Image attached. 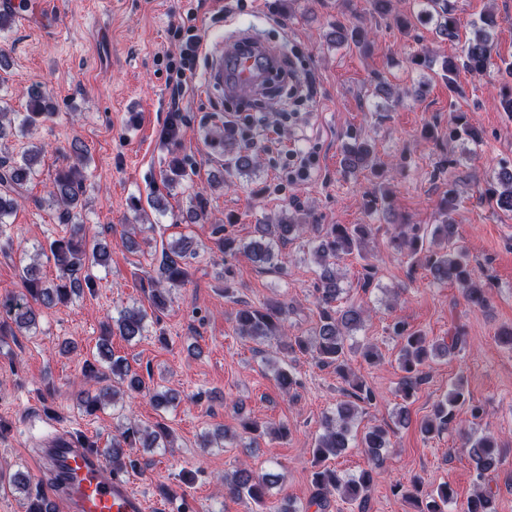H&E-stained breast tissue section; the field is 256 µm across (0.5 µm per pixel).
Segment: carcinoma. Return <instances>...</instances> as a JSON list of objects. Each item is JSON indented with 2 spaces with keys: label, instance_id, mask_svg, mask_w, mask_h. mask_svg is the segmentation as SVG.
<instances>
[{
  "label": "carcinoma",
  "instance_id": "cac0c4a2",
  "mask_svg": "<svg viewBox=\"0 0 512 512\" xmlns=\"http://www.w3.org/2000/svg\"><path fill=\"white\" fill-rule=\"evenodd\" d=\"M427 14L436 18L437 34L450 41L458 36L457 22L448 5V0H425ZM496 25L495 16L487 13L480 18L473 37L469 39L467 50L462 56H450L443 63V79L448 89L455 87L456 76L465 70L474 76L487 72L494 51L490 30ZM336 42L347 41L363 51L370 49L368 34L360 26L351 28L336 27ZM28 111L8 112L0 108V140L17 130L21 135L39 123L44 112L42 102L48 98L39 85L27 89ZM448 140H467L478 144L482 140V131L474 126L463 114L453 116L452 126L448 128ZM43 148L25 150L20 159L0 156V238L11 240V224L7 221L16 205L17 198L26 191L28 183L37 176L35 158ZM224 165L231 173L239 175L253 174L259 170L256 157L242 153L236 147L235 135L224 134ZM343 166L355 173L362 169L377 170L374 151L366 142L354 143L346 147ZM500 189L492 191L496 204L512 211V170L503 167L496 174ZM82 168L66 165L56 174L52 189L48 193V202L57 207L59 220L69 225L68 234L50 241L48 248H39L40 254L54 263L58 271L56 281L45 280L41 273L39 258L34 257L21 267L19 272L22 291L11 294L0 301L4 316L0 318V336H14L18 332L29 331L36 322V307L52 309L59 304L69 302L73 295L84 288L93 286V268L108 265L112 246L99 239L87 238L85 225L79 213L75 211L79 196L84 193ZM456 208V197L449 190L439 204L440 223L426 230L415 224L406 225V229L395 235L391 244L398 252L411 260V267H423L429 271L433 280L451 283L461 288L466 303L472 308H483L487 303L484 288L478 281L474 267L467 255L456 246V224L451 217ZM308 228L292 218L278 217L272 224L255 225V237L246 242L228 233L224 224L214 226V245L226 256L242 255L260 267H276L279 264L281 249L297 234ZM313 256L320 267L319 284L316 288V305L319 321L307 335L290 336L284 325V306L281 302L270 300L260 306L247 303L235 316L236 331L256 343L269 338H280L283 354L300 352L311 355L316 364L330 368L336 376L348 385L347 399L336 405L335 410L324 415L323 433L319 435L314 448L315 464L318 468L312 474V487L309 499L300 508L292 506L283 512H309L312 507L324 512L330 504V496L340 498L364 508L370 496L374 474L382 463V450L389 447V429L374 426L357 435L353 423L362 406L374 400L372 389L354 372L349 363L351 346L348 340L362 327L366 309L351 304L339 307L336 302L344 293L342 280L336 271V259L342 255H363L372 233L369 224H330L325 228H315ZM197 249L187 236H181L162 245L159 264L155 274L147 275L152 307L156 311L166 308L171 290L183 285L188 277L187 259L196 256ZM151 321L147 311L136 305L125 306L117 315L107 316L103 324L102 338L97 345L94 362L85 363L83 376L86 380L98 384L93 391L85 393L82 404L88 413H94L106 405L117 409L123 392L149 396L158 408H175L180 403V395L173 389L159 390L146 386L142 377L133 371L127 360L115 356L109 336L113 330L127 340H133L149 331ZM396 337L401 341V370L405 373L399 392L405 400L411 399L427 378L425 368L435 358L447 355L466 344L465 336L457 331L448 337V341L428 338L419 331H411L407 324L399 319L392 323ZM466 412L471 420L481 418L483 410L466 396L462 379L452 383L448 394L436 400L431 413L422 419L419 430L426 439L451 433L459 426V413ZM117 434L112 443L103 451V455L112 467V471L123 473L138 466V460L132 458L136 448H170L171 432L157 423L143 426L133 417L123 414L117 416ZM358 443L371 462L370 469L358 476L347 477L336 469L324 464L330 457H336L344 450ZM468 455L471 458L477 479L496 466L499 461L498 439L491 435H470L466 439ZM23 493L25 512H51V504L41 487L32 483L31 477L24 472L10 476L0 473V481ZM275 481V475L268 473L261 477L247 468H240L224 474V493L245 503L261 505L267 490ZM394 494L405 500L418 502V512H446L454 501V490L444 483L430 492L424 499H418L419 486L415 483L404 485L396 483ZM463 512H496L495 494L490 488H478Z\"/></svg>",
  "mask_w": 512,
  "mask_h": 512
}]
</instances>
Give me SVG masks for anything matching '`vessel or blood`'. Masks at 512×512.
Wrapping results in <instances>:
<instances>
[{
    "instance_id": "b4317fda",
    "label": "vessel or blood",
    "mask_w": 512,
    "mask_h": 512,
    "mask_svg": "<svg viewBox=\"0 0 512 512\" xmlns=\"http://www.w3.org/2000/svg\"><path fill=\"white\" fill-rule=\"evenodd\" d=\"M0 6L26 27L33 16H52L56 4L54 0H5ZM274 64L269 48L243 39L227 53L210 49L205 84L211 90L250 92L267 81ZM36 461L48 466L60 512H147L145 499L127 479L112 473L100 451L80 445L72 435L55 434Z\"/></svg>"
}]
</instances>
